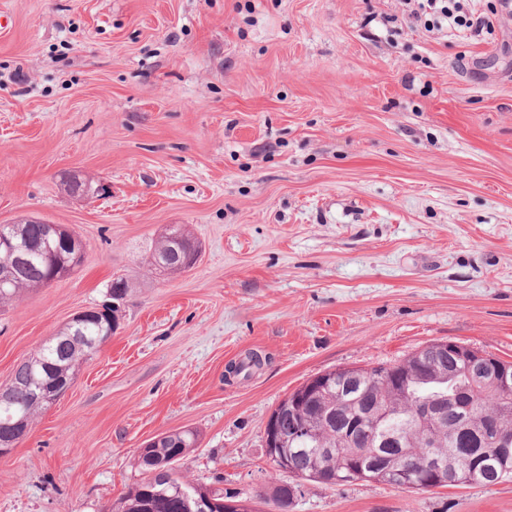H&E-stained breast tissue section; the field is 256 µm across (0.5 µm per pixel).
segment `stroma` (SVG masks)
Wrapping results in <instances>:
<instances>
[{
  "instance_id": "stroma-1",
  "label": "stroma",
  "mask_w": 512,
  "mask_h": 512,
  "mask_svg": "<svg viewBox=\"0 0 512 512\" xmlns=\"http://www.w3.org/2000/svg\"><path fill=\"white\" fill-rule=\"evenodd\" d=\"M403 0H0V224H58L68 277L0 305V384L79 311L112 338L0 456V512H109L139 448L259 500L276 404L454 341L512 361V14L471 36ZM172 224L201 246L162 277ZM262 369L237 380L245 352ZM290 512H512V481L303 482Z\"/></svg>"
}]
</instances>
